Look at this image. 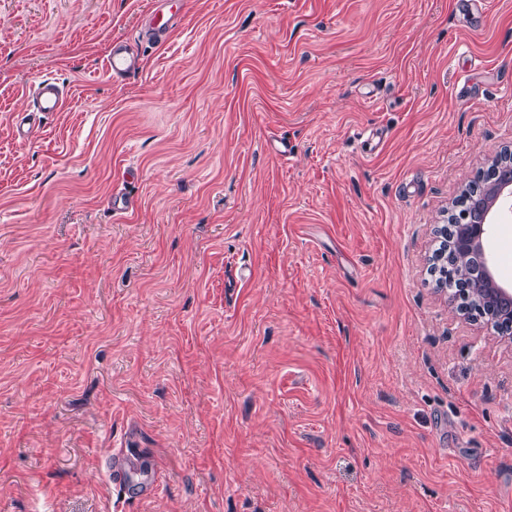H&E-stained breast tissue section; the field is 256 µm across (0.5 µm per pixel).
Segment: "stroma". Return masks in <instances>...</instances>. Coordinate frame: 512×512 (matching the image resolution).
Returning a JSON list of instances; mask_svg holds the SVG:
<instances>
[{
  "mask_svg": "<svg viewBox=\"0 0 512 512\" xmlns=\"http://www.w3.org/2000/svg\"><path fill=\"white\" fill-rule=\"evenodd\" d=\"M151 7L0 0V512H512V343L427 273L512 148V0ZM185 0H154L150 13L140 27L143 38L164 42L183 15ZM136 57L129 45L115 41L105 59L104 69L113 80H120L135 70ZM67 95L64 85L59 84L53 77L45 76L34 84L30 93L33 112H61ZM123 448L128 447L121 445L120 449L113 453L109 460L104 462V467L111 482L126 494L133 487L136 488L138 493H154L160 479L157 466H153L145 460L134 456L129 451L125 452ZM143 464H145L144 469H142ZM133 471H139L143 474L141 481L136 484H132L129 479Z\"/></svg>",
  "mask_w": 512,
  "mask_h": 512,
  "instance_id": "stroma-1",
  "label": "stroma"
}]
</instances>
